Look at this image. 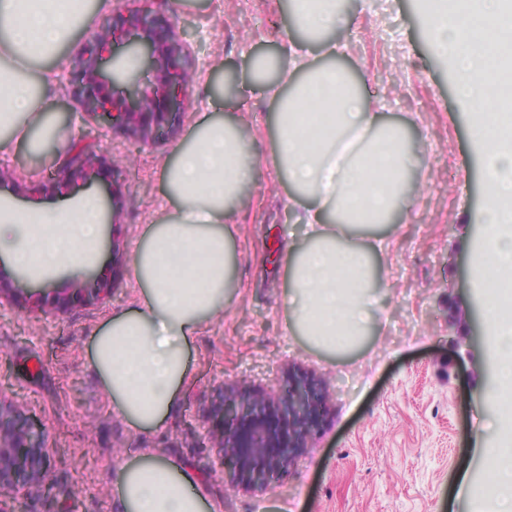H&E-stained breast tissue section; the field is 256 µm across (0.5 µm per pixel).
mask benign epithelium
I'll use <instances>...</instances> for the list:
<instances>
[{
    "instance_id": "1",
    "label": "benign epithelium",
    "mask_w": 512,
    "mask_h": 512,
    "mask_svg": "<svg viewBox=\"0 0 512 512\" xmlns=\"http://www.w3.org/2000/svg\"><path fill=\"white\" fill-rule=\"evenodd\" d=\"M167 4L168 0H145L143 9L119 15L104 34L92 35L89 53L68 76L70 90L84 112L109 118L112 125L143 142L159 134L193 85L194 75L183 64L182 39L157 18ZM118 40L126 43L130 54L143 56L149 64L159 63V90L141 88L137 75L113 56V43ZM119 82L126 85V92L116 97L112 86ZM95 165L96 156L80 149L71 155L66 169L83 172ZM86 280L98 284L95 298L104 299L115 288L116 274L104 268ZM18 292L28 309L43 307V295L29 284L18 285ZM328 397L323 380L298 372L288 373L277 396L234 390L220 394L213 412L223 417L224 430L210 434L209 441L218 449L230 483L251 491L274 482L308 448ZM6 410L1 402L0 425L9 422L13 427L10 439L0 440V512H21L19 501L4 499L3 491L48 492L44 483L48 448L44 432L33 420L9 415Z\"/></svg>"
}]
</instances>
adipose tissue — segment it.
Segmentation results:
<instances>
[{"mask_svg": "<svg viewBox=\"0 0 512 512\" xmlns=\"http://www.w3.org/2000/svg\"><path fill=\"white\" fill-rule=\"evenodd\" d=\"M89 0H0V153L59 139L48 112L50 60L88 22ZM344 0H293L306 43L339 28ZM418 26L451 61L454 92L472 114L486 203L472 285L481 299L495 375L484 392L495 410L498 447L485 451L481 484L469 496L512 512V0H425ZM306 44L288 59L251 60L275 111L274 167L304 231L285 250L287 334L336 354L364 341L398 212L414 202L408 178L422 152L402 126L385 122L359 83L317 64ZM258 169L245 123L207 117L163 164L172 211L142 233L130 259L138 299L93 332L88 366L115 416L135 432L158 430L190 376L192 343L237 288L231 224ZM102 205L88 195L59 209L0 200V260L39 285L80 279L104 250ZM201 471L141 449L112 471L114 512H208Z\"/></svg>", "mask_w": 512, "mask_h": 512, "instance_id": "obj_1", "label": "adipose tissue"}]
</instances>
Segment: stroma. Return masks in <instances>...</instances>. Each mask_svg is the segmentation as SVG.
Returning a JSON list of instances; mask_svg holds the SVG:
<instances>
[{
	"label": "stroma",
	"instance_id": "stroma-1",
	"mask_svg": "<svg viewBox=\"0 0 512 512\" xmlns=\"http://www.w3.org/2000/svg\"><path fill=\"white\" fill-rule=\"evenodd\" d=\"M137 0H112L89 28L52 61L58 94L51 105L73 115L68 135L40 152L17 147L0 154V197L24 206L74 202L97 195L112 222L105 263L120 282L103 305L22 308L17 275L0 265V398L39 421L50 450L52 495L26 497L29 512H111L112 470L138 449L161 448L190 461L206 479L203 494L219 512H494L483 498L458 495V478L479 480L481 449L497 445L494 409L483 392L490 361L485 344L466 361L475 294L471 257L482 235L475 217L485 203L471 116L453 94L448 60L422 36L423 0H347L338 64L364 83L389 122L408 127L424 145L422 167L410 177L414 203L398 216L391 266L380 288L382 325L357 353L330 358L283 329V250L299 227L288 188L272 162L271 106L250 80L249 61L284 56L298 38L292 0H172L164 20L187 29L185 49L196 80L177 131L140 143L83 114L66 91V75L85 55L92 32ZM207 115L241 117L253 134L258 175L247 191L246 215L232 231L238 288L232 305L207 325L191 348L192 376L175 408L154 433L137 434L116 418L87 369L91 333L107 316L133 306L137 289L129 259L146 224L169 203L165 159ZM89 145L106 166L121 168L120 192L104 178L72 179L67 195L31 198V185L60 171L74 142ZM296 368L324 379L325 417L309 448L266 489L234 490L208 433L224 426L211 406L222 391L276 392Z\"/></svg>",
	"mask_w": 512,
	"mask_h": 512
}]
</instances>
